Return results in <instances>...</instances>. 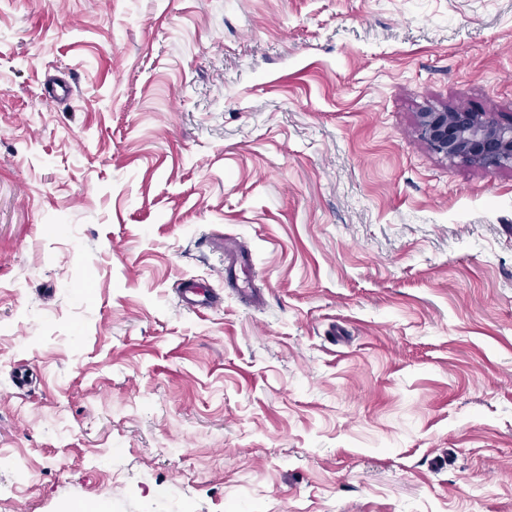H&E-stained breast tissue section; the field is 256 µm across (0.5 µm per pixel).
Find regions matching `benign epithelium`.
Segmentation results:
<instances>
[{"instance_id":"obj_1","label":"benign epithelium","mask_w":512,"mask_h":512,"mask_svg":"<svg viewBox=\"0 0 512 512\" xmlns=\"http://www.w3.org/2000/svg\"><path fill=\"white\" fill-rule=\"evenodd\" d=\"M418 130L434 151L450 158L489 170L512 165V122L500 123L484 112L426 111L418 114Z\"/></svg>"}]
</instances>
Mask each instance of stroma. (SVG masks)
Masks as SVG:
<instances>
[{
	"label": "stroma",
	"mask_w": 512,
	"mask_h": 512,
	"mask_svg": "<svg viewBox=\"0 0 512 512\" xmlns=\"http://www.w3.org/2000/svg\"><path fill=\"white\" fill-rule=\"evenodd\" d=\"M445 109L512 121V0H0V512H512V166ZM418 130L437 153L460 157L493 170L512 165V121L490 119L483 112L426 111ZM224 284L228 288H238L241 293L249 291L250 260L249 255L237 246L224 248ZM180 301L188 310L216 309L220 304L218 294L207 284L195 280H184L177 286Z\"/></svg>",
	"instance_id": "stroma-1"
}]
</instances>
